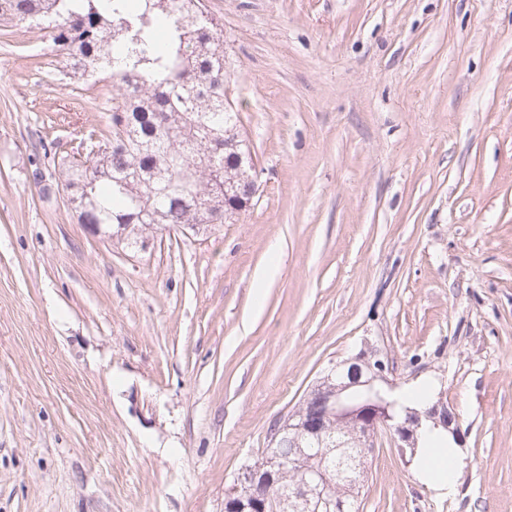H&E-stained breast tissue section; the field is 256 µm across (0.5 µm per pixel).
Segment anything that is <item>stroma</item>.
<instances>
[{
    "label": "stroma",
    "instance_id": "1",
    "mask_svg": "<svg viewBox=\"0 0 512 512\" xmlns=\"http://www.w3.org/2000/svg\"><path fill=\"white\" fill-rule=\"evenodd\" d=\"M250 209L148 250L54 172L112 84L0 43V512H224L330 364L445 391L453 492L379 435L359 512H512V0H205ZM51 184L40 197L36 178Z\"/></svg>",
    "mask_w": 512,
    "mask_h": 512
}]
</instances>
